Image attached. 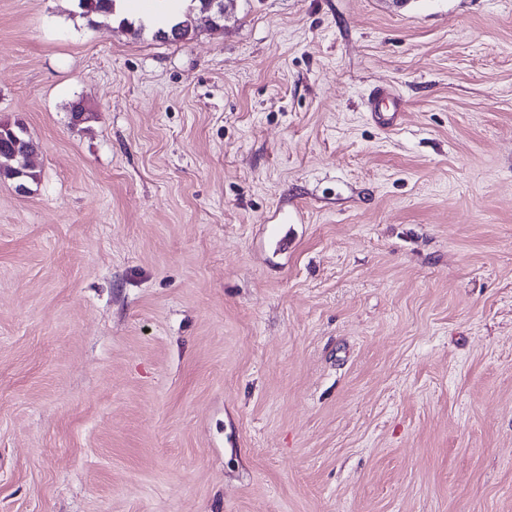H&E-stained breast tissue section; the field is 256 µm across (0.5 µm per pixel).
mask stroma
Segmentation results:
<instances>
[{
	"label": "stroma",
	"mask_w": 512,
	"mask_h": 512,
	"mask_svg": "<svg viewBox=\"0 0 512 512\" xmlns=\"http://www.w3.org/2000/svg\"><path fill=\"white\" fill-rule=\"evenodd\" d=\"M198 25L0 0V512H512V0ZM192 3H196L192 8H189L188 12L184 15V20L173 22L170 27L165 30L159 28L154 32L156 38L162 40H179L188 36L192 31H195L196 25L195 18L193 17L194 10H198L200 14L210 12L209 7L213 0H190ZM389 100L392 104L391 108L379 109V104ZM370 117L383 128L391 129L397 125L401 116V102L397 97H392L384 89H377L374 92L373 98L370 103ZM15 133L21 140V144L18 148H26L29 155H33L37 150V145L32 139L26 136L24 128L17 124L14 127L8 125H0V180H9L15 183V171L14 168L17 165L14 159V152L17 148V141L13 136ZM29 155L21 154L19 158V168L22 169L28 166L30 157ZM25 183L29 190V184L37 181V174L33 170V165L28 166V170L24 177Z\"/></svg>",
	"instance_id": "35a3bbf8"
}]
</instances>
